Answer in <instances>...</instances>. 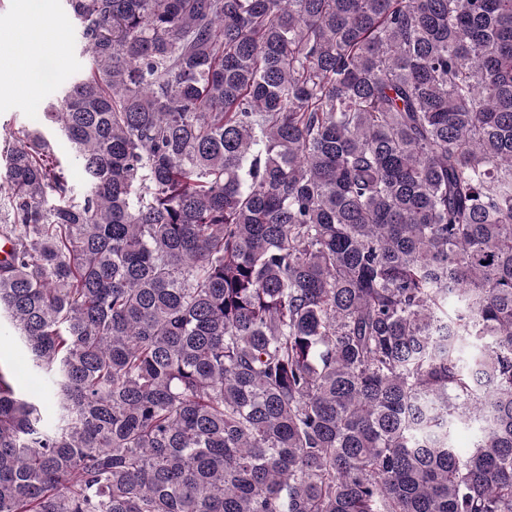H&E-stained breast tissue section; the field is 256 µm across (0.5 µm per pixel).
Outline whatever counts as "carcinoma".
I'll list each match as a JSON object with an SVG mask.
<instances>
[{"label":"carcinoma","mask_w":512,"mask_h":512,"mask_svg":"<svg viewBox=\"0 0 512 512\" xmlns=\"http://www.w3.org/2000/svg\"><path fill=\"white\" fill-rule=\"evenodd\" d=\"M63 4L86 68L0 148L46 380L0 366V512H512V0Z\"/></svg>","instance_id":"cac0c4a2"}]
</instances>
